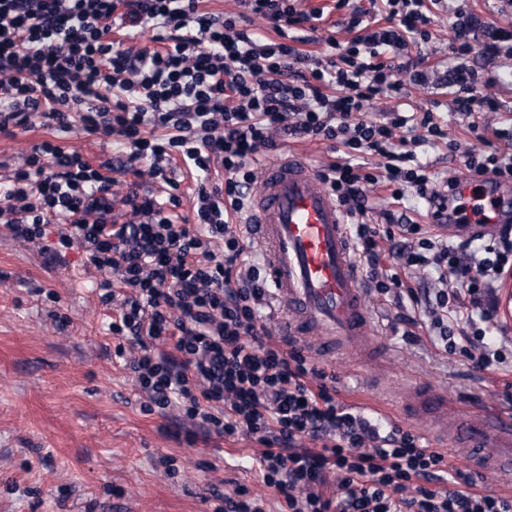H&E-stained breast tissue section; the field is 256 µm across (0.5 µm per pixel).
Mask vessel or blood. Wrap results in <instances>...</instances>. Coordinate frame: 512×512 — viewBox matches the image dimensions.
<instances>
[{
    "mask_svg": "<svg viewBox=\"0 0 512 512\" xmlns=\"http://www.w3.org/2000/svg\"><path fill=\"white\" fill-rule=\"evenodd\" d=\"M462 198L483 199V213L469 224H448L449 235L466 238L474 230L495 236L512 222V185L485 176L480 188L459 186ZM249 238L261 250L275 299L287 309L283 333L299 342L316 338L329 352L328 337L359 349L371 334L364 288L354 258L349 220L335 196L306 159L292 153L263 163L257 191L242 218ZM404 413L439 416L448 404L438 394L417 388ZM433 444L463 449L470 468L493 472L512 487V420L457 417L451 430H428Z\"/></svg>",
    "mask_w": 512,
    "mask_h": 512,
    "instance_id": "obj_1",
    "label": "vessel or blood"
}]
</instances>
